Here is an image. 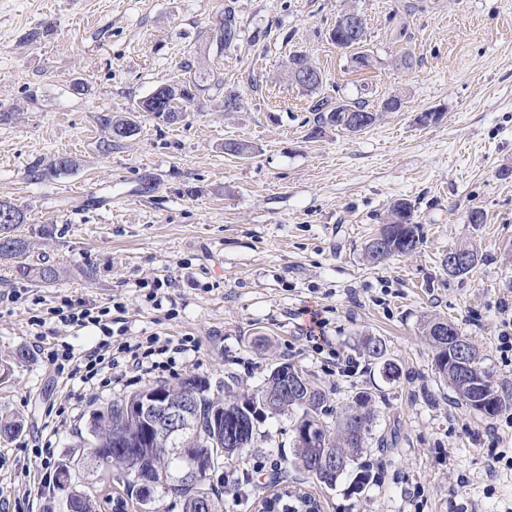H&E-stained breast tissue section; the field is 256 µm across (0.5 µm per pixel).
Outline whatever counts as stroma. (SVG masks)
Here are the masks:
<instances>
[{
    "label": "stroma",
    "instance_id": "1",
    "mask_svg": "<svg viewBox=\"0 0 512 512\" xmlns=\"http://www.w3.org/2000/svg\"><path fill=\"white\" fill-rule=\"evenodd\" d=\"M347 7L366 20L365 67L330 39ZM405 55L412 68L399 66ZM296 56L321 70L315 92L289 81ZM192 71L215 86L180 122L143 113L138 135L103 147L100 115ZM230 92L239 111L224 109ZM395 94L404 108L360 132L312 134L319 100L375 107ZM428 111L439 120L420 124ZM228 140L249 155L225 154ZM62 156L76 168L33 177ZM399 199L414 204L423 243L370 264L364 247ZM0 200L26 216L23 263L65 269L47 287L0 267V292L21 294L0 303V358L30 352L0 381V412L22 423L0 437V497L63 512L65 491L31 495L15 467L44 473V439L53 463L77 458L78 433L113 400L192 375L220 400L288 362L325 390L328 414L361 390L375 399L378 479L357 493L347 478H302L322 512H512V470L486 478L512 448V409L490 419L462 405L420 334L424 320L448 319L512 383L498 341L512 320V0H0ZM473 207L485 223H468ZM462 245L478 264L449 276L442 262ZM163 279L173 287L153 290ZM64 296L123 303L127 343L156 337L154 361L170 340L194 344L173 370L131 371L109 389L57 378L30 350L29 320ZM368 338L383 341L396 379L364 356ZM344 360L356 374L339 373ZM295 421L257 422L258 441L224 468L226 512H255L292 457Z\"/></svg>",
    "mask_w": 512,
    "mask_h": 512
}]
</instances>
